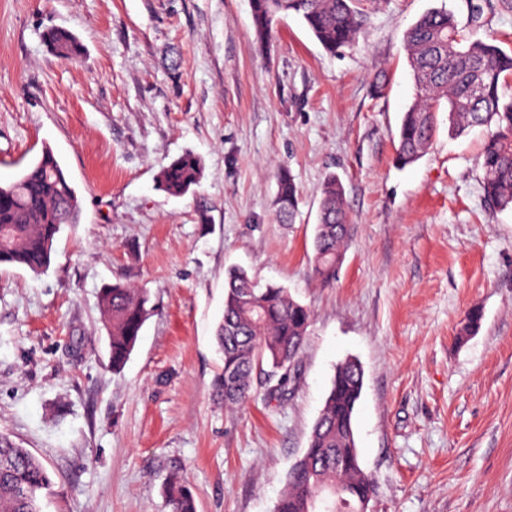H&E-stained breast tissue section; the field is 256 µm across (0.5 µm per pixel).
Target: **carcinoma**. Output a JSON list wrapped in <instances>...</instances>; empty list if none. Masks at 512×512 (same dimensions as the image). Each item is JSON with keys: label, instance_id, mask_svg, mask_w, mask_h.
Wrapping results in <instances>:
<instances>
[{"label": "carcinoma", "instance_id": "obj_1", "mask_svg": "<svg viewBox=\"0 0 512 512\" xmlns=\"http://www.w3.org/2000/svg\"><path fill=\"white\" fill-rule=\"evenodd\" d=\"M257 42L271 36L278 16H300L322 47L334 53L352 46L364 18L355 0H251ZM42 42L55 56L74 59L82 45L69 31L50 28ZM407 65L417 93L403 113L394 160L405 168L419 160L437 131L436 114L448 108V136L484 127L488 137L478 159L487 204L512 209V53L494 40L468 41L453 12L446 8L422 14L405 33ZM203 177L201 158L192 151L163 167L159 185L173 195L195 191ZM298 189L287 170L278 174L275 208L282 224H291ZM80 203L65 170L49 148L17 180L0 184V267H21L35 275L49 268L54 243L65 226L78 223ZM352 225L344 207V187L336 175L321 188L319 221L310 263L323 284L336 279L342 248ZM147 291L122 282L100 291L103 326L112 369L123 368L149 315ZM312 311L288 289L262 285L247 269L234 267L224 287V315L216 331L224 367L216 390L227 407L246 405L260 375L277 377L270 395L279 398L295 382L288 366L298 365L309 336ZM364 373L354 359L339 363L308 446L288 473L274 512H361L374 485L361 468L355 414ZM50 476L27 449L0 433V512H43L42 492ZM165 496L171 512H197L195 498L179 474L170 475Z\"/></svg>", "mask_w": 512, "mask_h": 512}]
</instances>
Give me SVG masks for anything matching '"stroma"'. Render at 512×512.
Masks as SVG:
<instances>
[{"instance_id":"obj_1","label":"stroma","mask_w":512,"mask_h":512,"mask_svg":"<svg viewBox=\"0 0 512 512\" xmlns=\"http://www.w3.org/2000/svg\"><path fill=\"white\" fill-rule=\"evenodd\" d=\"M481 2L474 23L468 0H358L365 30L333 55L294 15L257 46L250 0H0V182L48 147L80 200L46 273L0 268V432L45 464L44 512H170L174 472L198 512H274L348 357L369 512H512V210L484 201L487 132L449 138L441 111L424 156L394 163L415 95L406 29L445 7L512 52V0ZM51 27L82 60L47 52ZM187 150L203 178L174 196L159 173ZM283 167L290 224L273 206ZM331 173L354 229L323 286L307 255ZM234 265L313 321L288 399L261 384L229 410L216 328ZM116 281L151 308L117 372L99 304ZM298 206V189L293 176L287 170L278 174V188L275 196V208L278 220L282 224L293 223Z\"/></svg>"}]
</instances>
